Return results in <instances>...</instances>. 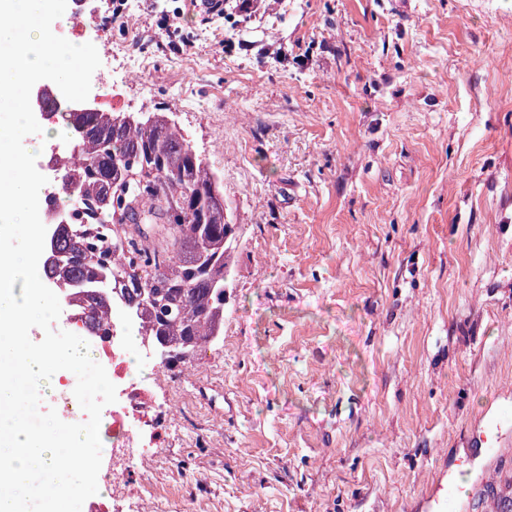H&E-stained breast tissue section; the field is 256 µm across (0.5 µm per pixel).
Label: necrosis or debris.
I'll list each match as a JSON object with an SVG mask.
<instances>
[{"label": "necrosis or debris", "instance_id": "1", "mask_svg": "<svg viewBox=\"0 0 512 512\" xmlns=\"http://www.w3.org/2000/svg\"><path fill=\"white\" fill-rule=\"evenodd\" d=\"M141 325V317L120 300H113L111 325L89 337V353L116 387L117 400L111 411L102 413L99 428L102 465L112 476V500L133 512H160L161 500L143 478L147 467L159 457L164 437L178 417L173 407L156 405L150 381L139 380L129 367L135 354L151 368V381L173 375L172 370L158 364L155 348L147 339L132 343L131 335Z\"/></svg>", "mask_w": 512, "mask_h": 512}]
</instances>
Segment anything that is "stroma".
Returning a JSON list of instances; mask_svg holds the SVG:
<instances>
[{"mask_svg":"<svg viewBox=\"0 0 512 512\" xmlns=\"http://www.w3.org/2000/svg\"><path fill=\"white\" fill-rule=\"evenodd\" d=\"M128 4L67 40L147 60L132 111L180 113L242 227L223 339L153 387L181 413L169 512H426L445 466L512 471V0H261L172 33L173 0Z\"/></svg>","mask_w":512,"mask_h":512,"instance_id":"stroma-1","label":"stroma"}]
</instances>
